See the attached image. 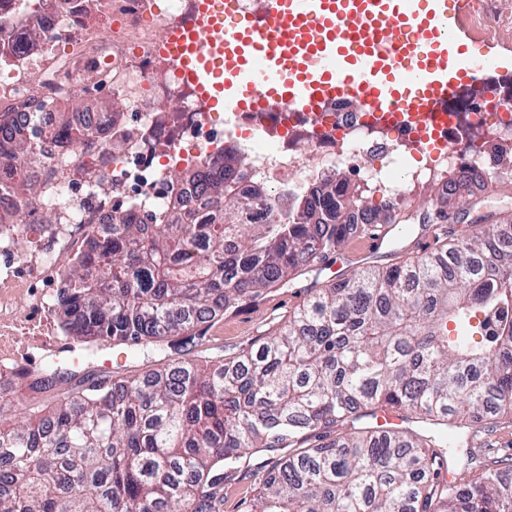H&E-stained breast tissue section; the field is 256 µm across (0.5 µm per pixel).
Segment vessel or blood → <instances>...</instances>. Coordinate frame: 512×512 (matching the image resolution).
<instances>
[{
    "mask_svg": "<svg viewBox=\"0 0 512 512\" xmlns=\"http://www.w3.org/2000/svg\"><path fill=\"white\" fill-rule=\"evenodd\" d=\"M468 2L269 0L262 18L236 19L202 0L167 47L210 111L320 112L342 97L415 126L424 146L432 113L488 66L459 37Z\"/></svg>",
    "mask_w": 512,
    "mask_h": 512,
    "instance_id": "b4317fda",
    "label": "vessel or blood"
}]
</instances>
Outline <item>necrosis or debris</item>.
Masks as SVG:
<instances>
[{"label": "necrosis or debris", "instance_id": "necrosis-or-debris-1", "mask_svg": "<svg viewBox=\"0 0 512 512\" xmlns=\"http://www.w3.org/2000/svg\"><path fill=\"white\" fill-rule=\"evenodd\" d=\"M199 0H0V138L37 126L43 103L67 104L94 82L112 97L114 114L76 113L92 147L74 156L49 134L37 137V161L0 167L37 182L41 196L22 199L0 190V286L16 285L20 269L59 271L87 250L90 237L114 231L120 212L149 218L173 198L208 204L176 171L212 159L253 193L255 223L267 208L288 214L313 196L324 173L345 170L380 192V206H414L420 190L443 193L450 176L512 168V99L497 111L450 96L440 152L417 150L414 131L386 116L358 111L344 99L324 112H238L216 121L168 55L165 34L193 25ZM412 167H405L407 159ZM49 211L54 221L32 238L15 216Z\"/></svg>", "mask_w": 512, "mask_h": 512}]
</instances>
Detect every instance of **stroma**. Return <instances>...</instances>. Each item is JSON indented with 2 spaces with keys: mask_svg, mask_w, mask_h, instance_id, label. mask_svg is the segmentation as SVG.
Listing matches in <instances>:
<instances>
[{
  "mask_svg": "<svg viewBox=\"0 0 512 512\" xmlns=\"http://www.w3.org/2000/svg\"><path fill=\"white\" fill-rule=\"evenodd\" d=\"M488 9L493 15L494 40L487 43L489 56L497 61L496 67L481 74L482 81L512 80V0H492ZM472 224L457 220L445 224L438 231L427 224H397L386 236L381 249L361 255L368 230L350 236L342 249L324 264H316L295 275L287 286L267 289L255 301L241 305L231 314L212 322L194 357L207 360L219 356L233 357L263 337L274 333L293 311L309 298L311 289L319 288L348 276L369 265L400 264L420 256L415 243L432 237L433 248L472 233ZM24 303L0 306V384L13 385L14 367H53L61 365L77 371L78 375L107 373L116 376H139L159 368L158 359H129L118 356L111 346L99 345L91 361L78 360L76 355L51 352L50 346L61 343L65 335L53 307L56 296L54 276L22 279L19 288Z\"/></svg>",
  "mask_w": 512,
  "mask_h": 512,
  "instance_id": "obj_1",
  "label": "stroma"
}]
</instances>
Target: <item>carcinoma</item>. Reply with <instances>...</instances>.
<instances>
[{"label": "carcinoma", "instance_id": "obj_1", "mask_svg": "<svg viewBox=\"0 0 512 512\" xmlns=\"http://www.w3.org/2000/svg\"><path fill=\"white\" fill-rule=\"evenodd\" d=\"M55 128L88 147L69 113ZM8 157L37 154L0 140ZM175 177L214 210L179 197L152 224L122 218L55 301L73 341L166 364L143 381L82 378L47 413L41 396L64 374L17 370L28 396L0 392V512H220L224 483L248 471L264 473L250 512H512V463L448 480L456 457L477 467L479 430L512 426V251L497 245L507 225L483 216L427 257L319 288L257 350L203 366L186 358L201 324L329 259L347 208L368 195L344 179L286 221L252 224L230 173ZM10 190L40 193L15 173ZM91 266L100 279L84 276Z\"/></svg>", "mask_w": 512, "mask_h": 512}]
</instances>
